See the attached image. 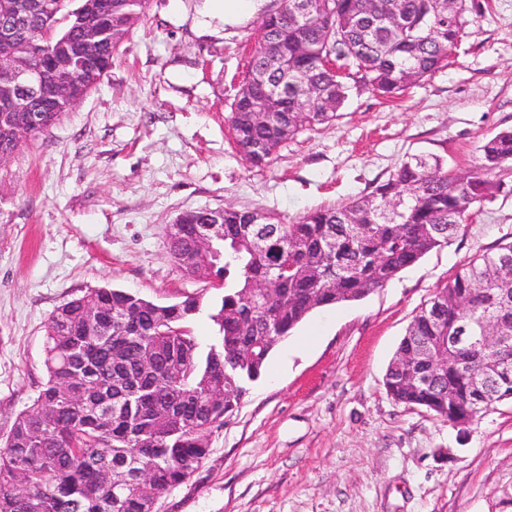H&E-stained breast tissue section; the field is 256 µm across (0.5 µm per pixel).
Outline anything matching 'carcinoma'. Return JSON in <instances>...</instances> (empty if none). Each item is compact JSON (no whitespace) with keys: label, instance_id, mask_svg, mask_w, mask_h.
<instances>
[{"label":"carcinoma","instance_id":"cac0c4a2","mask_svg":"<svg viewBox=\"0 0 512 512\" xmlns=\"http://www.w3.org/2000/svg\"><path fill=\"white\" fill-rule=\"evenodd\" d=\"M147 0H0V55H19L34 31L59 25L60 37L99 71L145 16ZM473 0H282L263 20L264 43L250 62L252 85L237 93L230 123L255 166L306 129L330 123L352 94H397L443 66L469 23ZM349 71L333 77L324 60ZM47 83L78 99L91 92L75 68L54 65ZM28 111L46 135L66 102L37 96ZM480 170L448 173L443 157L415 156L361 197L309 211L293 224L269 213L224 209V239L201 257L194 224L167 240L173 262L219 291L209 304L214 333L191 325L199 295L157 305L122 289L100 288L96 323L84 297L59 305L45 326L47 379L0 448V512H150L134 492L139 472L163 495L208 454L207 432L224 424L273 348L319 308L359 301L456 235L470 211L501 192L512 174V129L479 146ZM265 281L276 302L251 289ZM493 322L512 336V243L468 262L413 317L389 364L385 388L398 403L424 407L455 426L492 404L475 397L473 375L494 360L500 399L512 393V352L476 341L450 344L460 328L482 335ZM446 363H435L438 355Z\"/></svg>","mask_w":512,"mask_h":512}]
</instances>
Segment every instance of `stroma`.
<instances>
[{"mask_svg": "<svg viewBox=\"0 0 512 512\" xmlns=\"http://www.w3.org/2000/svg\"><path fill=\"white\" fill-rule=\"evenodd\" d=\"M479 2L433 75L395 96L353 95L255 167L228 117L281 0L233 25L210 0H149L96 89L0 167V443L46 379L57 306L100 288L212 300L169 257L166 227L182 211L289 223L370 193L414 154L475 170L481 143L512 128V0ZM511 242L503 192L383 288L314 311L155 512H512V399L461 429L384 386L416 312L463 264Z\"/></svg>", "mask_w": 512, "mask_h": 512, "instance_id": "stroma-1", "label": "stroma"}]
</instances>
